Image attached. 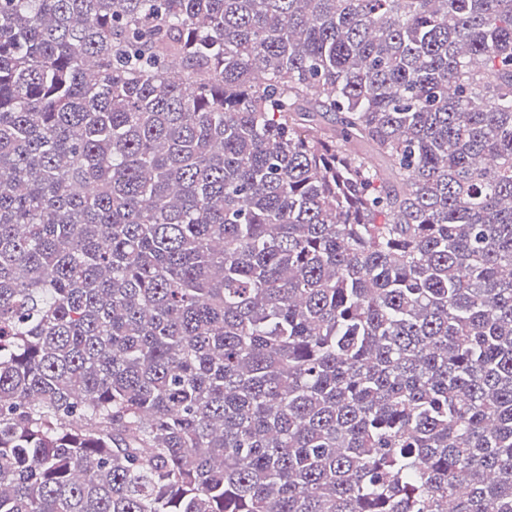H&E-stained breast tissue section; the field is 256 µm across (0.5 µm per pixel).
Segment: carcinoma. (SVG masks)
Instances as JSON below:
<instances>
[{"instance_id":"cac0c4a2","label":"carcinoma","mask_w":512,"mask_h":512,"mask_svg":"<svg viewBox=\"0 0 512 512\" xmlns=\"http://www.w3.org/2000/svg\"><path fill=\"white\" fill-rule=\"evenodd\" d=\"M512 0H0V512H512Z\"/></svg>"}]
</instances>
